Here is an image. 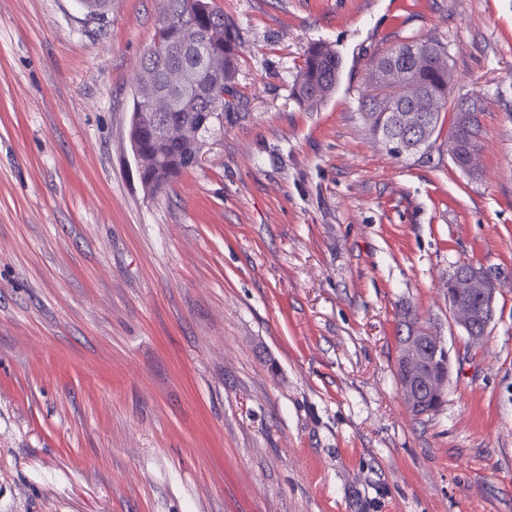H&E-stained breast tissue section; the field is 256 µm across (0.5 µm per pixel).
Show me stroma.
<instances>
[{
    "mask_svg": "<svg viewBox=\"0 0 512 512\" xmlns=\"http://www.w3.org/2000/svg\"><path fill=\"white\" fill-rule=\"evenodd\" d=\"M241 117L147 195L128 137L166 0H0V512H512V0H214ZM445 43L478 98V175L440 133L400 156L370 60ZM335 95L291 96L311 43ZM501 291L485 338L455 262ZM441 336L445 402L394 374L402 310ZM465 265H471L472 273L465 274L457 265L448 276V309L453 322L466 332L469 340L479 343L494 321L499 286L482 266L469 262ZM476 300L482 306L480 313L474 309Z\"/></svg>",
    "mask_w": 512,
    "mask_h": 512,
    "instance_id": "obj_1",
    "label": "stroma"
}]
</instances>
